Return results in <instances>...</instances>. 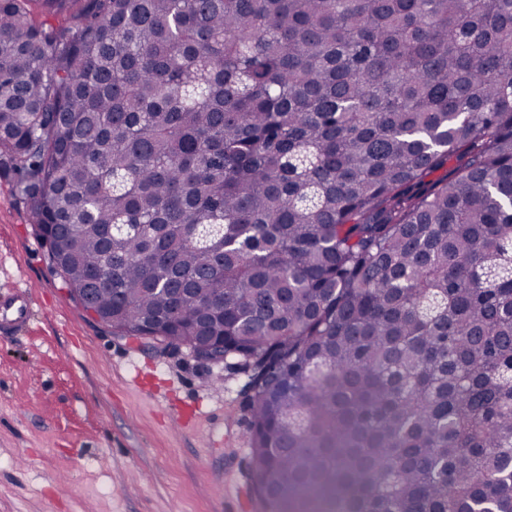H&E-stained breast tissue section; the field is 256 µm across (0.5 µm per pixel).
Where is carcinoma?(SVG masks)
<instances>
[{
  "mask_svg": "<svg viewBox=\"0 0 512 512\" xmlns=\"http://www.w3.org/2000/svg\"><path fill=\"white\" fill-rule=\"evenodd\" d=\"M2 170L112 333L224 342L274 512H512V0H0Z\"/></svg>",
  "mask_w": 512,
  "mask_h": 512,
  "instance_id": "carcinoma-1",
  "label": "carcinoma"
}]
</instances>
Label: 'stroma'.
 Masks as SVG:
<instances>
[{
    "mask_svg": "<svg viewBox=\"0 0 512 512\" xmlns=\"http://www.w3.org/2000/svg\"><path fill=\"white\" fill-rule=\"evenodd\" d=\"M17 288L31 320L0 337V512H269L238 365L92 321L0 174V293Z\"/></svg>",
    "mask_w": 512,
    "mask_h": 512,
    "instance_id": "1",
    "label": "stroma"
}]
</instances>
